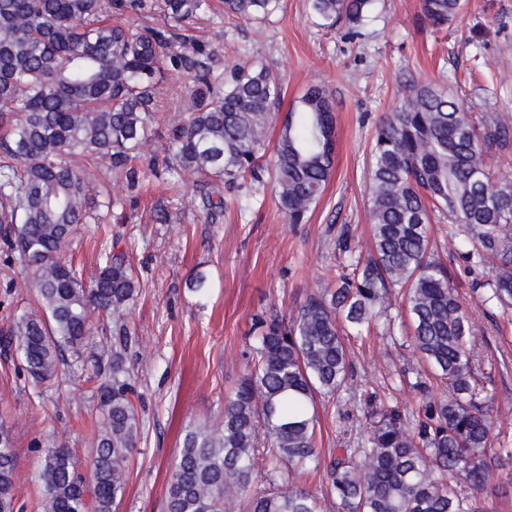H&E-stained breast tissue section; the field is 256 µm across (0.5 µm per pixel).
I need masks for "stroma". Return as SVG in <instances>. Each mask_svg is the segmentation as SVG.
<instances>
[{
    "label": "stroma",
    "mask_w": 512,
    "mask_h": 512,
    "mask_svg": "<svg viewBox=\"0 0 512 512\" xmlns=\"http://www.w3.org/2000/svg\"><path fill=\"white\" fill-rule=\"evenodd\" d=\"M419 15L420 0H374L360 26L332 28L311 0H281L280 10L262 23L206 17L191 28V36L222 50L225 63L246 58L276 72L283 107L308 86L325 87L335 105L336 169L304 224L287 223L273 195L241 209L230 191L223 218L213 224L196 201L194 179L176 193L149 173L135 190L112 180L108 192L123 199V207L103 211L102 223L80 226L68 258L84 280L115 242L139 277L126 311L134 342L125 359L140 398V439L115 512H165L186 431L219 417L246 371L241 353L254 343V316L289 315L309 294L336 288L351 262L341 239L366 252L375 125L399 104L410 81L444 89L473 120L493 112L512 117V0H465L460 17L439 33L423 26ZM161 209L167 222L156 219ZM429 230L434 255L447 265L477 327L483 370L494 384V433L512 440V315L481 305L474 287L487 271L461 257L460 225L440 217ZM198 271L210 283L204 295L188 286ZM29 275L0 240V414L15 441L14 512H41L45 449L66 446L86 473L98 432L80 363L67 358L58 386L38 387L8 343L14 317L35 306L31 289L20 285ZM420 377L428 381L432 373L404 345L400 329L381 324L354 341L345 390L316 401L320 448L365 443L369 425L358 403L364 391L415 413Z\"/></svg>",
    "instance_id": "1"
}]
</instances>
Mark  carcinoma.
Instances as JSON below:
<instances>
[{
  "mask_svg": "<svg viewBox=\"0 0 512 512\" xmlns=\"http://www.w3.org/2000/svg\"><path fill=\"white\" fill-rule=\"evenodd\" d=\"M371 2L312 0V8L357 24ZM461 8V0H421L420 20L441 31ZM215 9L258 20L280 0H0V225L10 229L11 248L32 273L23 286L38 300L13 319L11 335L35 384L52 385L68 352L99 379L90 474L68 448L47 449L43 512H112L140 436L124 356L125 311L138 288L126 252L113 243L88 285L66 260L78 227L103 221V190L86 166L117 173L131 188L147 170L163 174L176 192L181 174L195 175L213 223L224 215L221 188L243 190L239 202L248 206L270 181L288 223L303 224L334 173L328 91L313 85L280 113L277 73L248 61L226 66L214 45L188 38L191 22ZM114 15L157 23L106 21ZM168 74L190 82L188 115L166 128L163 153L148 156L157 88ZM511 140L508 119L476 125L446 92L409 87L373 139L367 257L289 317L255 318L258 346L246 354L247 373L225 398L222 418L185 434L167 512H322L298 469L323 473L338 512H482L481 496L512 488V441L491 447L495 393L477 373L475 328L429 237L436 212L462 225L465 259L490 270L482 304L512 309V177L485 160ZM397 288L409 317L406 342L434 369L436 387L416 383L422 404L413 420L370 393L361 408L366 445L326 455L315 397L343 390L350 338L387 316ZM95 314L112 318L106 365L89 345ZM260 460L269 488L255 491ZM15 472L14 436L0 415V512H14Z\"/></svg>",
  "mask_w": 512,
  "mask_h": 512,
  "instance_id": "1",
  "label": "carcinoma"
}]
</instances>
